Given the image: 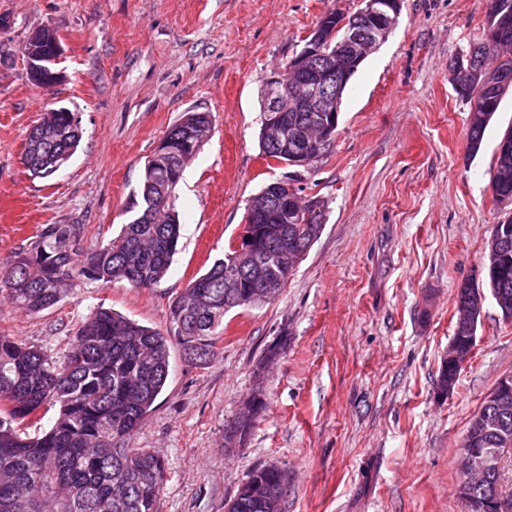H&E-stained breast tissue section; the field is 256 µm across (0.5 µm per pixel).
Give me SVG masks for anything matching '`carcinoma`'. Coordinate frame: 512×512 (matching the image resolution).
Masks as SVG:
<instances>
[{
  "label": "carcinoma",
  "mask_w": 512,
  "mask_h": 512,
  "mask_svg": "<svg viewBox=\"0 0 512 512\" xmlns=\"http://www.w3.org/2000/svg\"><path fill=\"white\" fill-rule=\"evenodd\" d=\"M512 0H490L487 26L505 13ZM480 65L512 67V44L487 41L473 49ZM495 110L470 113L469 151L476 155ZM208 122L204 112H184L168 132ZM43 123L53 135L30 134L22 160L31 175L48 178L76 152L81 132L67 112H47ZM204 142L188 140L182 149L144 170L139 198L131 201L130 220L113 240L78 261L73 247L81 236L78 224H48L11 263L0 268V294L19 310L36 314L60 302L75 277L110 284L125 282L148 289L168 273L178 252L181 224L175 190L157 203V184L183 157L192 158ZM495 198L512 204V162L495 160L491 178ZM501 230L508 260L489 265L485 283L490 293L512 300V218ZM321 224H261L267 253L261 263L239 261L227 250L194 278L171 307L174 336L101 306L80 322L75 340L58 360L42 349L11 336H0V512H158L165 480L163 460L142 448L122 443L143 425L155 408L169 375L172 343L185 360L204 364L214 355L217 329L234 308L264 304L259 292L280 294L291 270L279 252L292 243L312 246ZM59 406L51 428L31 437L22 425L36 424L43 408ZM512 439V407L499 411L486 399L469 425ZM288 473L277 465L254 468L230 500V512H283Z\"/></svg>",
  "instance_id": "obj_1"
}]
</instances>
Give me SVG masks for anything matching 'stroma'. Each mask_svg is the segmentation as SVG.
<instances>
[{
	"instance_id": "1",
	"label": "stroma",
	"mask_w": 512,
	"mask_h": 512,
	"mask_svg": "<svg viewBox=\"0 0 512 512\" xmlns=\"http://www.w3.org/2000/svg\"><path fill=\"white\" fill-rule=\"evenodd\" d=\"M360 0H0V265L47 224H79L82 251L129 220L145 163L188 110L213 134L176 189L182 224L168 275L150 289L81 281L38 314L0 297V335L62 356L90 307L161 332L189 281L234 242L249 199L286 170L260 155L265 79L326 13ZM488 0H403L395 30L351 79L336 137L301 170L325 202L319 238L272 302L224 317L216 354L172 346L167 385L125 441L159 455V512H224L256 466L288 471L286 512H466L460 443L498 380L512 375V323L486 298L474 354L448 397L435 379L459 286L482 283L484 245L512 205L491 166L512 129V90L470 154V104L451 64L486 37ZM54 29L61 81L26 74L21 48ZM82 139L51 178L22 152L50 108ZM264 408L246 440L224 436L245 403Z\"/></svg>"
}]
</instances>
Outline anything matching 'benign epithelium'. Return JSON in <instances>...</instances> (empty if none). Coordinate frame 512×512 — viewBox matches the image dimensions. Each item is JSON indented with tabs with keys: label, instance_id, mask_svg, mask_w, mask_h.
<instances>
[{
	"label": "benign epithelium",
	"instance_id": "1",
	"mask_svg": "<svg viewBox=\"0 0 512 512\" xmlns=\"http://www.w3.org/2000/svg\"><path fill=\"white\" fill-rule=\"evenodd\" d=\"M402 0H361L353 18L328 13L302 39V47L281 70H275L265 80L274 94L263 108L260 127L261 147L278 155L283 167L308 166L315 160L320 147L333 144L339 116V96L368 54L379 47L397 25ZM492 43L512 41V19L503 16L491 32ZM62 53V44L54 30L41 28L34 32L22 48L29 80L49 89L61 80V73L49 71L44 51ZM475 89L492 88L502 96L512 90V71L501 67L472 71ZM289 112L319 113L318 143L310 144L297 130H288ZM298 198L306 217L325 211L323 201L298 193V188L282 178L253 195L245 214V222L234 246L235 256L251 257L261 247L257 224H270L276 215H288V202ZM485 296L481 289L470 288L457 297L461 322L475 328L483 311ZM476 343L471 336L468 346L450 338L443 361L461 371L470 361ZM495 400L502 407L512 405V376L501 378L495 386ZM478 437L468 433L460 445L462 479L458 495L465 501L468 512H512V495L499 491L479 498L475 490L497 469L505 454H512V443L502 448L477 447Z\"/></svg>",
	"mask_w": 512,
	"mask_h": 512
}]
</instances>
